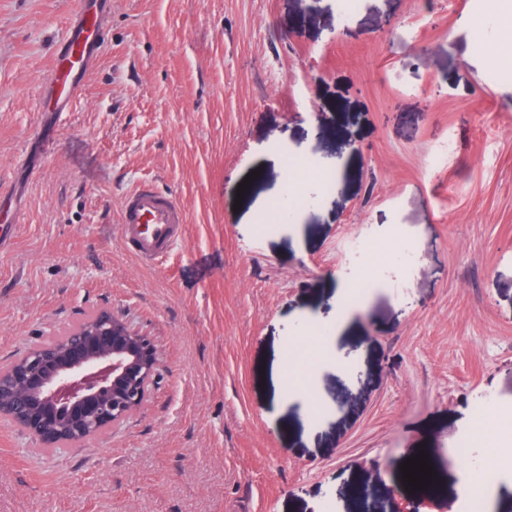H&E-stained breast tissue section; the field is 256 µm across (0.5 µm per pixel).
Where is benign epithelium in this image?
I'll return each instance as SVG.
<instances>
[{
	"label": "benign epithelium",
	"instance_id": "7a95c632",
	"mask_svg": "<svg viewBox=\"0 0 512 512\" xmlns=\"http://www.w3.org/2000/svg\"><path fill=\"white\" fill-rule=\"evenodd\" d=\"M160 371L153 337L100 307L0 368L12 374L0 417L46 448L77 447L138 413Z\"/></svg>",
	"mask_w": 512,
	"mask_h": 512
}]
</instances>
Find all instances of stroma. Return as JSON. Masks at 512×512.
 <instances>
[{"label":"stroma","instance_id":"35a3bbf8","mask_svg":"<svg viewBox=\"0 0 512 512\" xmlns=\"http://www.w3.org/2000/svg\"><path fill=\"white\" fill-rule=\"evenodd\" d=\"M77 7L0 0V191L20 216L0 246V366L108 306L163 371L140 413L75 449L0 418V512H398L420 446L457 512L468 411L512 421V64L491 72L482 0H111L48 135L44 78ZM272 154L334 182L267 232ZM141 181L188 214L158 266L120 241ZM381 240L365 312L313 374L322 411L273 410L300 313L326 310Z\"/></svg>","mask_w":512,"mask_h":512}]
</instances>
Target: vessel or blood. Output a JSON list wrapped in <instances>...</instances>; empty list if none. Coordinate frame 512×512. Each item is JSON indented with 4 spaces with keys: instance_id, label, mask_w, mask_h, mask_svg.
Returning a JSON list of instances; mask_svg holds the SVG:
<instances>
[{
    "instance_id": "b4317fda",
    "label": "vessel or blood",
    "mask_w": 512,
    "mask_h": 512,
    "mask_svg": "<svg viewBox=\"0 0 512 512\" xmlns=\"http://www.w3.org/2000/svg\"><path fill=\"white\" fill-rule=\"evenodd\" d=\"M108 0H81L65 36L56 44L45 77L48 112L63 118L81 96L84 80L98 59ZM187 214L176 197L141 183L126 194L120 210L123 248L140 261L162 263L182 241Z\"/></svg>"
}]
</instances>
